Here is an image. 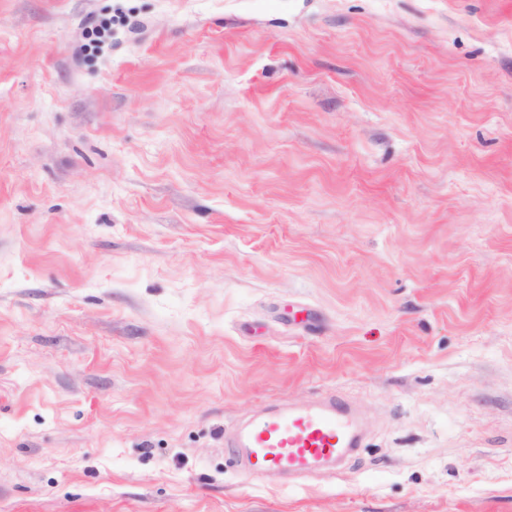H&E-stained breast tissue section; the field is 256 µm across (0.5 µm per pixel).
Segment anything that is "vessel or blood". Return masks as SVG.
<instances>
[{
    "instance_id": "obj_1",
    "label": "vessel or blood",
    "mask_w": 512,
    "mask_h": 512,
    "mask_svg": "<svg viewBox=\"0 0 512 512\" xmlns=\"http://www.w3.org/2000/svg\"><path fill=\"white\" fill-rule=\"evenodd\" d=\"M360 427L354 409L331 396L304 407L261 411L239 425L225 446L243 454L251 475L303 473L350 454Z\"/></svg>"
}]
</instances>
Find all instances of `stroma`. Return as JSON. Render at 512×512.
<instances>
[{"label":"stroma","instance_id":"stroma-1","mask_svg":"<svg viewBox=\"0 0 512 512\" xmlns=\"http://www.w3.org/2000/svg\"><path fill=\"white\" fill-rule=\"evenodd\" d=\"M0 512H512V0H0ZM360 427L354 409L331 396L304 407L261 411L239 425L224 446L243 454L253 476L303 473L350 454L358 447Z\"/></svg>","mask_w":512,"mask_h":512}]
</instances>
